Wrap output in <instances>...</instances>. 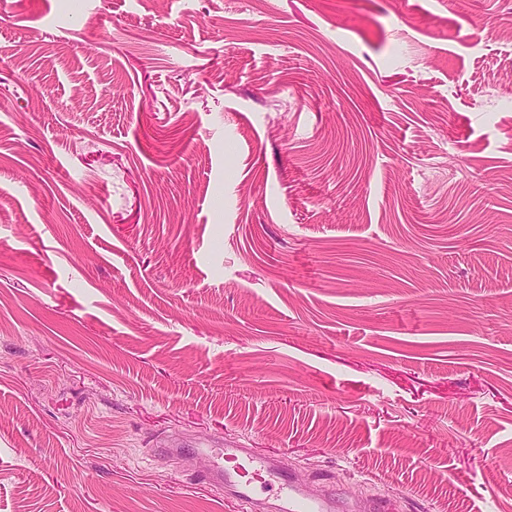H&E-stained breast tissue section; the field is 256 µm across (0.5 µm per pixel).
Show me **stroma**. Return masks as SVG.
I'll use <instances>...</instances> for the list:
<instances>
[{
    "instance_id": "stroma-1",
    "label": "stroma",
    "mask_w": 512,
    "mask_h": 512,
    "mask_svg": "<svg viewBox=\"0 0 512 512\" xmlns=\"http://www.w3.org/2000/svg\"><path fill=\"white\" fill-rule=\"evenodd\" d=\"M181 437L512 512V0H0V512Z\"/></svg>"
}]
</instances>
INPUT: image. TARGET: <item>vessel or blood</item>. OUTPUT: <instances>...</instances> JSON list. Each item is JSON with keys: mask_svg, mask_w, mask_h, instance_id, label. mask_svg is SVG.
<instances>
[{"mask_svg": "<svg viewBox=\"0 0 512 512\" xmlns=\"http://www.w3.org/2000/svg\"><path fill=\"white\" fill-rule=\"evenodd\" d=\"M210 453L213 464L201 476L203 484L223 488L225 496L252 502L268 495L276 502V512H348L350 505L335 497L317 496L292 471L277 460L251 454L246 448H216L190 441L178 448L181 456Z\"/></svg>", "mask_w": 512, "mask_h": 512, "instance_id": "vessel-or-blood-1", "label": "vessel or blood"}]
</instances>
